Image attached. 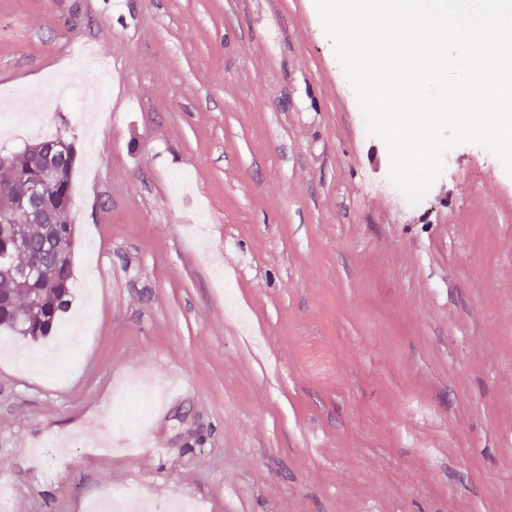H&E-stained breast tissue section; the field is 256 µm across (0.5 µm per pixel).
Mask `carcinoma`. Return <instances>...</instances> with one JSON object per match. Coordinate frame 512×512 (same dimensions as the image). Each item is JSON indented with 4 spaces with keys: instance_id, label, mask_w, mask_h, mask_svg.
I'll return each instance as SVG.
<instances>
[{
    "instance_id": "1",
    "label": "carcinoma",
    "mask_w": 512,
    "mask_h": 512,
    "mask_svg": "<svg viewBox=\"0 0 512 512\" xmlns=\"http://www.w3.org/2000/svg\"><path fill=\"white\" fill-rule=\"evenodd\" d=\"M41 152L64 154L69 164L62 172L59 185L47 191L33 212L15 210L16 186L34 176L32 153L25 148L9 156H0V329L16 336L38 340L53 331L57 320L71 306L74 227L71 210L72 173L75 152L71 144L59 138L41 140ZM20 224L28 240L26 250L12 245V226ZM45 255L43 266L29 280L21 282L15 270L28 265L29 253Z\"/></svg>"
}]
</instances>
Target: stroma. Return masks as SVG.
Listing matches in <instances>:
<instances>
[{
	"instance_id": "35a3bbf8",
	"label": "stroma",
	"mask_w": 512,
	"mask_h": 512,
	"mask_svg": "<svg viewBox=\"0 0 512 512\" xmlns=\"http://www.w3.org/2000/svg\"><path fill=\"white\" fill-rule=\"evenodd\" d=\"M0 155L73 145L71 309L0 331V512H512V176L388 190L313 0H0Z\"/></svg>"
}]
</instances>
